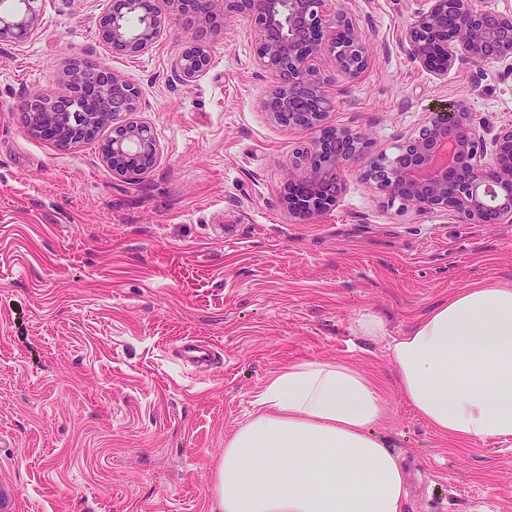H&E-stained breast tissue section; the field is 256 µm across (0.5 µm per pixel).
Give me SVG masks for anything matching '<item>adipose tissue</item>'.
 <instances>
[{
  "instance_id": "ef3b65f1",
  "label": "adipose tissue",
  "mask_w": 512,
  "mask_h": 512,
  "mask_svg": "<svg viewBox=\"0 0 512 512\" xmlns=\"http://www.w3.org/2000/svg\"><path fill=\"white\" fill-rule=\"evenodd\" d=\"M387 351L403 396L439 436L512 438V284L449 295ZM257 405L224 439L221 512H403L406 471L374 434L387 413L377 374L296 362L268 376Z\"/></svg>"
}]
</instances>
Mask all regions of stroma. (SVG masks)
I'll return each mask as SVG.
<instances>
[{
    "label": "stroma",
    "mask_w": 512,
    "mask_h": 512,
    "mask_svg": "<svg viewBox=\"0 0 512 512\" xmlns=\"http://www.w3.org/2000/svg\"><path fill=\"white\" fill-rule=\"evenodd\" d=\"M370 61L349 77L318 66L328 121L396 153L428 112L468 102L491 131L512 124V68L437 74L402 30L428 0H338ZM109 0H47L34 34L0 43V494L10 512H220L224 438L291 362L374 369L388 415L376 436L408 468L404 512H512V439L461 446L401 394L386 337L448 295L512 282V223L469 224L388 202L358 169L335 205L302 222L285 198L288 160L310 130L262 108L275 77L248 17L209 26L190 83L175 62L193 29L170 17L134 57L98 35ZM137 87L156 165L129 177L101 159L109 135L70 148L28 133L20 105L53 98L76 60ZM370 313L386 336L355 330ZM210 345L195 367L176 348Z\"/></svg>",
    "instance_id": "obj_1"
}]
</instances>
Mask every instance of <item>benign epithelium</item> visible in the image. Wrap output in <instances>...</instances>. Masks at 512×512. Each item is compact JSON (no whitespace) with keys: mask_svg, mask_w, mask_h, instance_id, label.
<instances>
[{"mask_svg":"<svg viewBox=\"0 0 512 512\" xmlns=\"http://www.w3.org/2000/svg\"><path fill=\"white\" fill-rule=\"evenodd\" d=\"M45 0H12L0 8V41L22 42L35 30ZM331 0H169L187 23L245 14L254 23L259 64L277 82L263 102L270 117L288 127L313 131L309 146L290 160L288 208L308 221L335 202L343 174L353 166L391 202L417 211L445 209L471 224L512 222V125L486 139V127L464 102L427 114L423 124L391 156L366 160V136L328 122L334 101L315 61L328 56L351 77L368 65L365 40L351 17L330 10ZM401 40L429 69L446 74L463 63L512 65V17L476 11L470 0H429ZM120 4L102 20L100 38L113 50L138 55L151 49L164 26L153 0ZM209 60L207 43L195 35L178 60L191 82ZM139 110V92L125 77L100 63L73 62L59 95L31 94L21 112L27 130L60 147L93 139L105 126L103 161L122 175H140L157 162L153 129L129 120Z\"/></svg>","mask_w":512,"mask_h":512,"instance_id":"obj_1","label":"benign epithelium"}]
</instances>
